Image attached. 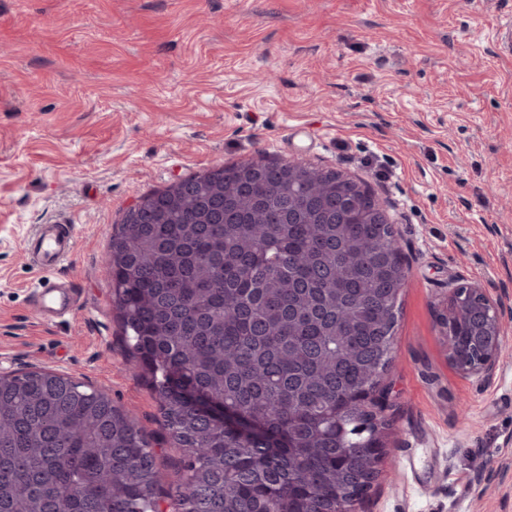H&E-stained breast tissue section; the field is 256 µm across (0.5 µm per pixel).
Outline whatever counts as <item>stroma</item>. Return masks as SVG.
<instances>
[{
	"label": "stroma",
	"mask_w": 512,
	"mask_h": 512,
	"mask_svg": "<svg viewBox=\"0 0 512 512\" xmlns=\"http://www.w3.org/2000/svg\"><path fill=\"white\" fill-rule=\"evenodd\" d=\"M512 0H0V374L56 371L181 451L128 356L105 254L141 196L304 160L367 181L409 262L391 448L355 512H512ZM71 224L73 314L43 321L22 243ZM503 298L490 380L448 363V282Z\"/></svg>",
	"instance_id": "obj_1"
}]
</instances>
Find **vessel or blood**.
I'll use <instances>...</instances> for the list:
<instances>
[{
  "label": "vessel or blood",
  "mask_w": 512,
  "mask_h": 512,
  "mask_svg": "<svg viewBox=\"0 0 512 512\" xmlns=\"http://www.w3.org/2000/svg\"><path fill=\"white\" fill-rule=\"evenodd\" d=\"M75 247V227L71 224H43L23 244L24 258L37 270L34 307L43 319L73 312L78 305L74 288L59 275L61 265Z\"/></svg>",
  "instance_id": "b4317fda"
}]
</instances>
